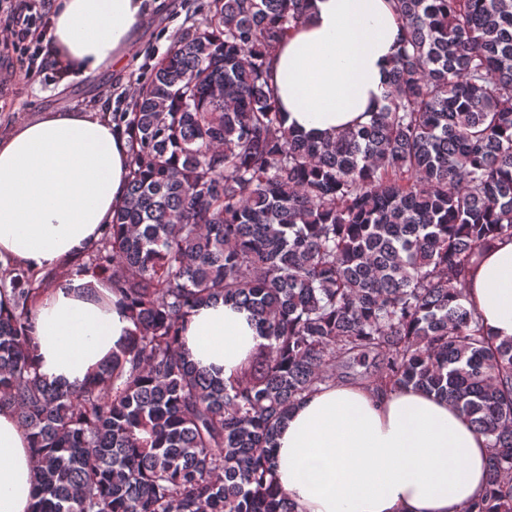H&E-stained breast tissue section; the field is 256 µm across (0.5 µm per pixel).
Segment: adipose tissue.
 <instances>
[{
  "mask_svg": "<svg viewBox=\"0 0 512 512\" xmlns=\"http://www.w3.org/2000/svg\"><path fill=\"white\" fill-rule=\"evenodd\" d=\"M148 11L146 0H54L50 56L69 75L122 66ZM403 35L390 0H310L267 71L288 126L333 135L367 122L385 103ZM129 151L128 135L94 112H48L0 135V271L54 279L32 316L47 381L83 383L132 327L109 281L76 264L125 199ZM464 289L489 336L512 338V238L483 249ZM183 336L193 360L227 377L262 341L246 311L221 302L191 314ZM488 455L448 401L340 381L290 412L275 477L295 512H460L486 490ZM34 471L26 430L0 408V512H31Z\"/></svg>",
  "mask_w": 512,
  "mask_h": 512,
  "instance_id": "1",
  "label": "adipose tissue"
}]
</instances>
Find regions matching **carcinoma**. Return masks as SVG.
Instances as JSON below:
<instances>
[{"mask_svg":"<svg viewBox=\"0 0 512 512\" xmlns=\"http://www.w3.org/2000/svg\"><path fill=\"white\" fill-rule=\"evenodd\" d=\"M307 2L209 0L112 113L126 202L78 266L133 329L92 377L40 376L31 314L51 275L0 273V407L32 439V512H294L275 436L338 360L455 406L489 448L486 494L461 512H512V340L463 292L472 257L512 237V0H391L386 104L327 139L286 126L266 78ZM218 300L264 339L227 379L179 344Z\"/></svg>","mask_w":512,"mask_h":512,"instance_id":"carcinoma-1","label":"carcinoma"}]
</instances>
